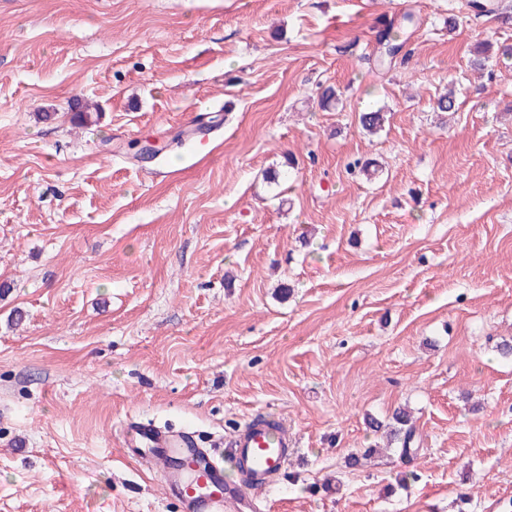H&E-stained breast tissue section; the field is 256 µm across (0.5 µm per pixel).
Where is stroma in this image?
<instances>
[{"instance_id": "1", "label": "stroma", "mask_w": 512, "mask_h": 512, "mask_svg": "<svg viewBox=\"0 0 512 512\" xmlns=\"http://www.w3.org/2000/svg\"><path fill=\"white\" fill-rule=\"evenodd\" d=\"M461 2L0 0V512H180L121 425L259 412L252 512H512V0ZM398 407L413 462L347 467ZM404 33V25L397 27L392 25L379 35L378 41L382 47L375 59L377 66L385 67L388 62L390 64L391 60L401 52L404 41L400 42V38L401 34Z\"/></svg>"}]
</instances>
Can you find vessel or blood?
<instances>
[{
	"label": "vessel or blood",
	"mask_w": 512,
	"mask_h": 512,
	"mask_svg": "<svg viewBox=\"0 0 512 512\" xmlns=\"http://www.w3.org/2000/svg\"><path fill=\"white\" fill-rule=\"evenodd\" d=\"M295 445L279 417L251 418L232 443L234 462L244 467L249 478L228 483L220 450L201 447L193 433L164 432L152 423L136 421L129 422L124 433L125 453L158 468L180 512H241L252 492L265 488L283 471L288 450Z\"/></svg>",
	"instance_id": "b4317fda"
}]
</instances>
